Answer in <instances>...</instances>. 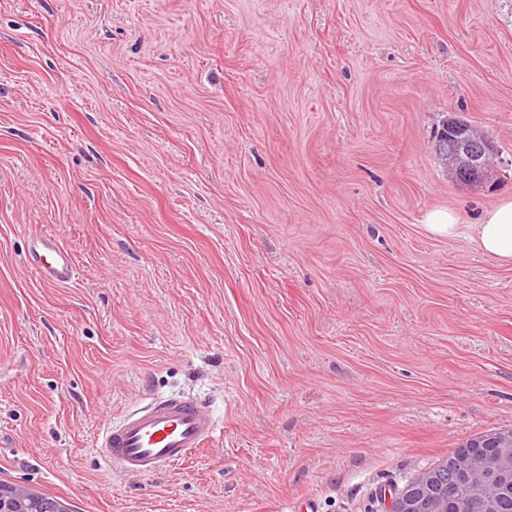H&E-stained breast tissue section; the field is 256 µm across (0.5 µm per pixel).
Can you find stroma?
Returning <instances> with one entry per match:
<instances>
[{"label":"stroma","mask_w":512,"mask_h":512,"mask_svg":"<svg viewBox=\"0 0 512 512\" xmlns=\"http://www.w3.org/2000/svg\"><path fill=\"white\" fill-rule=\"evenodd\" d=\"M458 115L497 150L458 182ZM512 0H0V483L69 512H385L512 428ZM76 283L25 262L29 235ZM221 431L128 477L92 447L157 395ZM424 226L432 236L448 239L467 229L483 254L501 264H512V198L483 211L476 224H463L456 210L438 209L427 214ZM27 261L31 270L49 284L66 286L78 276L72 255L53 236H33L28 246Z\"/></svg>","instance_id":"1"}]
</instances>
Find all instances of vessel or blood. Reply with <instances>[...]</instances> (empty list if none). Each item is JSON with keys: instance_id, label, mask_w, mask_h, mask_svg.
<instances>
[{"instance_id": "obj_1", "label": "vessel or blood", "mask_w": 512, "mask_h": 512, "mask_svg": "<svg viewBox=\"0 0 512 512\" xmlns=\"http://www.w3.org/2000/svg\"><path fill=\"white\" fill-rule=\"evenodd\" d=\"M27 261L43 281L66 286L78 270L70 252L55 238L33 236ZM219 429L213 413L192 397H157L108 423L95 442L96 451L119 472L150 475L185 461L204 448Z\"/></svg>"}]
</instances>
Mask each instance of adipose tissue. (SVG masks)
<instances>
[{
	"label": "adipose tissue",
	"instance_id": "obj_1",
	"mask_svg": "<svg viewBox=\"0 0 512 512\" xmlns=\"http://www.w3.org/2000/svg\"><path fill=\"white\" fill-rule=\"evenodd\" d=\"M425 228L429 234L452 239L469 230L478 249L502 264H512V198L501 200L483 211L477 223L464 225L461 214L453 209H438L427 214Z\"/></svg>",
	"mask_w": 512,
	"mask_h": 512
}]
</instances>
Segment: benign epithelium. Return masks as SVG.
I'll return each mask as SVG.
<instances>
[{
    "instance_id": "obj_1",
    "label": "benign epithelium",
    "mask_w": 512,
    "mask_h": 512,
    "mask_svg": "<svg viewBox=\"0 0 512 512\" xmlns=\"http://www.w3.org/2000/svg\"><path fill=\"white\" fill-rule=\"evenodd\" d=\"M448 144L441 146L452 174L465 184H476L493 173L494 144L472 125L454 120L448 123ZM487 443L493 451L461 456L443 465L442 474H423L415 483L390 497L388 512H448V506L466 492L470 507L478 512H497L500 496L512 488V433L492 434ZM29 490L13 485L0 491V512H15L14 503Z\"/></svg>"
}]
</instances>
